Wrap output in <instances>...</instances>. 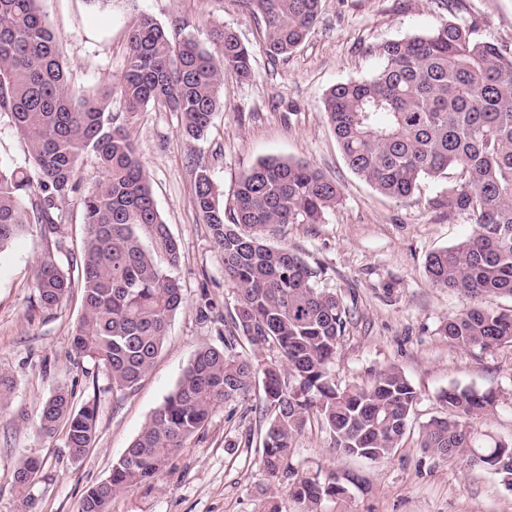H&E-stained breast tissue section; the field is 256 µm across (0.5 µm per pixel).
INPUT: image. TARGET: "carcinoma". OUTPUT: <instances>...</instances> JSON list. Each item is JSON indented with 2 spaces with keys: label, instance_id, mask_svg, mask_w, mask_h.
<instances>
[{
  "label": "carcinoma",
  "instance_id": "1",
  "mask_svg": "<svg viewBox=\"0 0 512 512\" xmlns=\"http://www.w3.org/2000/svg\"><path fill=\"white\" fill-rule=\"evenodd\" d=\"M241 2L261 21L266 52L276 60L306 41L322 0ZM179 30L140 15L129 31L117 91L127 112L162 106L179 116L186 138L199 141L224 106V71L251 79L252 51L227 26L212 30L210 48ZM371 51L382 60L378 70L338 83L323 97L338 146L355 174L397 200L424 179L457 175L432 205L466 219L474 231L429 254L425 272L433 286L474 304L443 321L439 335L464 348L512 344V309L482 303L512 298V52L458 20ZM111 104L110 86L74 100L41 0H0V116L9 118L29 152L24 169L0 160V253L31 224L63 246L62 204L80 188V157L94 153L102 179L81 199V248L67 270L47 256L34 288L40 304L52 309L80 283L72 351L103 366L112 391L122 393L152 367L184 294L171 273L179 242ZM194 170L197 218L208 225L237 292L234 327L255 348H275L280 363L262 368L235 352V335L221 347L198 349L110 476L86 492L81 512H107L116 493L157 479L217 407L247 398L258 381L271 416L259 464L270 476L289 479L300 512H320L324 502L348 497L362 478L355 473L338 485L326 474L296 472L292 452L307 423L321 422L334 451L378 461L402 441L418 393L396 369L363 385H336L330 365L350 310L338 294L318 287V271L295 250L266 243L276 225L323 223L342 200L336 182L306 162L262 159L239 178L226 211L207 166L197 161ZM440 399L448 416L422 427L420 447L464 456L512 485V445L482 441L470 426L472 418L495 411L496 397L452 386ZM97 413L96 399L78 406L74 393L60 388L42 405L37 431L51 436L63 429L65 447L79 461L94 445ZM41 468L39 458L28 456L14 469L25 507Z\"/></svg>",
  "mask_w": 512,
  "mask_h": 512
}]
</instances>
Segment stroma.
<instances>
[{
  "label": "stroma",
  "mask_w": 512,
  "mask_h": 512,
  "mask_svg": "<svg viewBox=\"0 0 512 512\" xmlns=\"http://www.w3.org/2000/svg\"><path fill=\"white\" fill-rule=\"evenodd\" d=\"M42 9L79 95L117 82L126 64L128 29L141 13L167 26L179 22L182 35L204 45L214 27L233 28L253 52L254 74L244 82L225 72L224 106L200 141L186 139L176 114L164 109L125 114L157 208L180 243L173 274L185 294L162 352L133 390L113 394L104 368L72 353L80 290L54 309L38 301L33 285L45 255L54 254L63 266L65 250H56L33 224L0 255V371L15 383L9 407L0 412V512H80L85 493L109 476L195 351L221 346L216 324L199 320L197 308L213 302L226 318L237 295L207 226L197 221L195 157L208 166L227 202L240 176L268 157L309 162L339 184L342 201L324 223L282 224L267 241L296 249L321 270V287L338 293L350 310L331 366L336 384H360L394 367L418 393L407 432L389 458L371 462L332 452L328 432L315 419L298 436L294 468L354 472L364 480L363 490L324 503L323 512H512V491L495 475L420 446L421 427L447 416L439 395L453 385L493 392L495 413L472 426L512 442V345L466 349L438 333L446 318L471 304L432 286L425 272L430 252L473 231L465 220L431 205L455 177L422 180L403 200L379 194L350 169L322 109L330 87L378 68L372 46L432 32L449 20L473 22L483 38L512 49V0H322L305 44L275 61L264 50L260 23L233 0H42ZM60 388L74 389L77 401L93 397L98 403L96 442L79 461L70 458L62 435L37 431L42 404ZM265 425L259 393L218 407L204 436L188 441L151 485L114 496L108 512H264L266 487L278 495L283 512H297L286 480L268 476L257 444L245 442L248 432ZM229 439L235 447H226ZM29 455L43 458L45 467L26 508L12 473Z\"/></svg>",
  "instance_id": "35a3bbf8"
}]
</instances>
